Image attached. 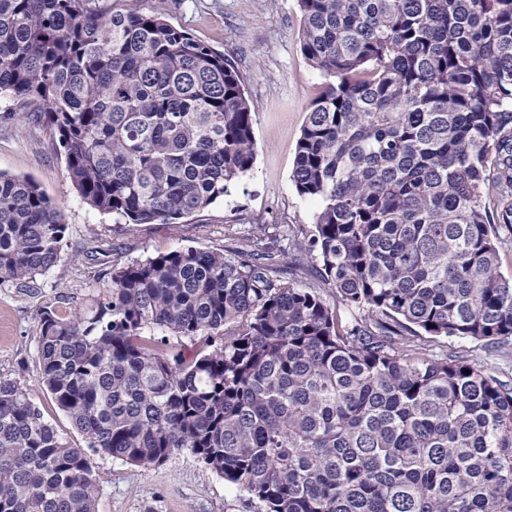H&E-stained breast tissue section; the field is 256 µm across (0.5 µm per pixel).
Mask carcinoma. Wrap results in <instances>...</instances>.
<instances>
[{"mask_svg": "<svg viewBox=\"0 0 512 512\" xmlns=\"http://www.w3.org/2000/svg\"><path fill=\"white\" fill-rule=\"evenodd\" d=\"M297 4L324 78L292 171L312 230L252 224L115 266L86 315L44 311L38 377L87 448L0 379V512H96L88 448L188 449L259 512H512V382L433 351L512 345V0ZM0 95L38 104L84 203L127 224L199 212L256 160L238 69L132 3L0 0ZM65 232L0 173L1 282L51 270ZM436 352H448L454 355L473 359L476 356H484V353L475 346V343L468 339L443 338L439 340Z\"/></svg>", "mask_w": 512, "mask_h": 512, "instance_id": "cac0c4a2", "label": "carcinoma"}]
</instances>
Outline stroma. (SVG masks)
Returning <instances> with one entry per match:
<instances>
[{
    "label": "stroma",
    "mask_w": 512,
    "mask_h": 512,
    "mask_svg": "<svg viewBox=\"0 0 512 512\" xmlns=\"http://www.w3.org/2000/svg\"><path fill=\"white\" fill-rule=\"evenodd\" d=\"M224 53L241 72L256 115L252 170L229 195L174 224H125L91 209L73 189L58 138L20 98L0 99V171L34 180L67 226L55 266L28 287L0 282V377L16 381L58 434L76 447L83 436L38 378L37 336L44 309L69 318L88 311L112 286V267L182 247L223 250L252 224L286 222L311 229L314 200L291 182L297 140L324 80L300 50L296 0H136ZM98 478L97 512H257L246 494L189 450L159 466L138 467L88 452Z\"/></svg>",
    "instance_id": "35a3bbf8"
}]
</instances>
